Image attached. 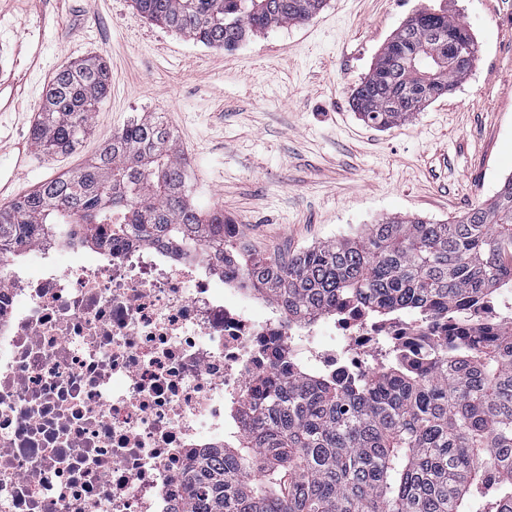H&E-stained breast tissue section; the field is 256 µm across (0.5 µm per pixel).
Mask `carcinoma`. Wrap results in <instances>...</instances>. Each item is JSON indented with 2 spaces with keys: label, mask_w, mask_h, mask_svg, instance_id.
Here are the masks:
<instances>
[{
  "label": "carcinoma",
  "mask_w": 512,
  "mask_h": 512,
  "mask_svg": "<svg viewBox=\"0 0 512 512\" xmlns=\"http://www.w3.org/2000/svg\"><path fill=\"white\" fill-rule=\"evenodd\" d=\"M153 23L230 50L257 32L304 23L325 0H133ZM444 0L382 46L352 94L362 120L388 129L469 76V26ZM105 62L85 59L47 85L32 140L71 152L109 90ZM186 159L167 125L132 119L86 166L0 207V255L76 225L81 242L113 235L168 238L185 250L235 258L252 290L311 324L344 306L375 317L454 319L459 302L512 289V176L446 224L386 217L353 238L309 247L282 263L240 251L224 211L190 202ZM419 360L386 359L378 376L330 380L294 363L255 381L244 432L220 455L193 462L179 512H512V330L431 336Z\"/></svg>",
  "instance_id": "1"
}]
</instances>
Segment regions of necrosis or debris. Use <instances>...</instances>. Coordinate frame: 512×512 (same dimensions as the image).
<instances>
[{
  "mask_svg": "<svg viewBox=\"0 0 512 512\" xmlns=\"http://www.w3.org/2000/svg\"><path fill=\"white\" fill-rule=\"evenodd\" d=\"M455 325L512 317L473 305L424 329L353 307L308 325L200 251L29 242L0 264V512H178L187 467L223 446L275 361L364 379L381 348L411 355Z\"/></svg>",
  "mask_w": 512,
  "mask_h": 512,
  "instance_id": "necrosis-or-debris-1",
  "label": "necrosis or debris"
}]
</instances>
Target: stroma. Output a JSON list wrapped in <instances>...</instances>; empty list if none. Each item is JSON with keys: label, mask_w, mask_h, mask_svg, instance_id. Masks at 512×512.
<instances>
[{"label": "stroma", "mask_w": 512, "mask_h": 512, "mask_svg": "<svg viewBox=\"0 0 512 512\" xmlns=\"http://www.w3.org/2000/svg\"><path fill=\"white\" fill-rule=\"evenodd\" d=\"M441 0H326L302 24L231 51L142 16L132 0H0V80L14 90L0 126L29 138L53 76L102 57L111 91L69 155L34 151L0 174L19 193L77 171L137 114L175 134L194 200L223 210L253 250L288 257L386 217L438 223L492 197L512 175V0H456L479 52L470 77L415 117L380 130L352 93L381 47Z\"/></svg>", "instance_id": "1"}]
</instances>
